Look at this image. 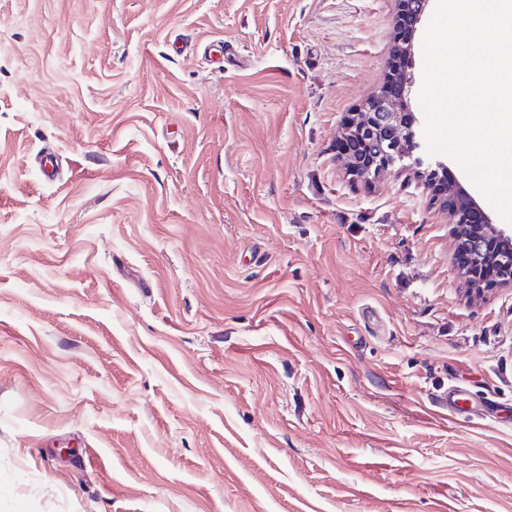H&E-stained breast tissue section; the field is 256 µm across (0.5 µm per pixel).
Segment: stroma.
Masks as SVG:
<instances>
[{
    "mask_svg": "<svg viewBox=\"0 0 512 512\" xmlns=\"http://www.w3.org/2000/svg\"><path fill=\"white\" fill-rule=\"evenodd\" d=\"M398 12L0 0V512H512V287L337 148Z\"/></svg>",
    "mask_w": 512,
    "mask_h": 512,
    "instance_id": "stroma-1",
    "label": "stroma"
}]
</instances>
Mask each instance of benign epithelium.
<instances>
[{"label": "benign epithelium", "instance_id": "1", "mask_svg": "<svg viewBox=\"0 0 512 512\" xmlns=\"http://www.w3.org/2000/svg\"><path fill=\"white\" fill-rule=\"evenodd\" d=\"M430 2L401 0L399 22L406 29V36L400 42V63L390 70L385 88L371 97L341 128L340 137L351 143L347 163L353 177L371 181L389 168L405 171L412 165L424 169L432 178L441 166L439 162L425 163L419 155L421 130L418 118L415 113L403 112L396 106L411 84V38ZM448 212L456 220L455 230L458 231L461 225L471 222L479 209L465 204L459 193L450 190ZM484 224L487 227L484 236L467 235L463 237L465 244L461 245L471 259V265L463 273L478 292L487 285L483 272L487 265L497 269L496 282L512 285V229L498 228L487 219Z\"/></svg>", "mask_w": 512, "mask_h": 512}]
</instances>
